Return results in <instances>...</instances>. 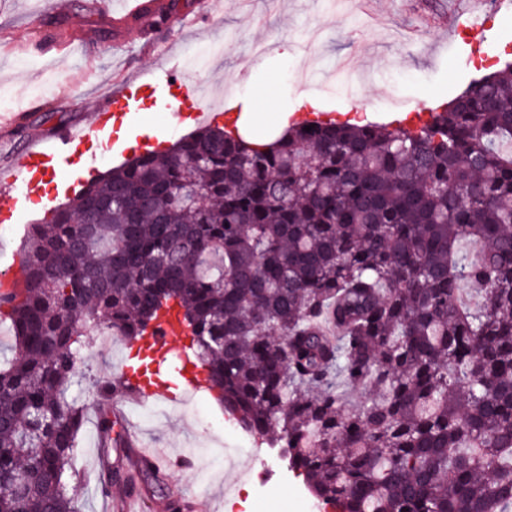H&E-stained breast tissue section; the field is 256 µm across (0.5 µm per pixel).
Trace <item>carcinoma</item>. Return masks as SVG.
<instances>
[{"mask_svg":"<svg viewBox=\"0 0 512 512\" xmlns=\"http://www.w3.org/2000/svg\"><path fill=\"white\" fill-rule=\"evenodd\" d=\"M305 126L207 124L30 225L0 512H80L87 336L169 303L224 410L335 512H512V64L419 125Z\"/></svg>","mask_w":512,"mask_h":512,"instance_id":"carcinoma-1","label":"carcinoma"}]
</instances>
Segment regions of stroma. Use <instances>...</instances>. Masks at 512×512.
Here are the masks:
<instances>
[{
    "label": "stroma",
    "instance_id": "35a3bbf8",
    "mask_svg": "<svg viewBox=\"0 0 512 512\" xmlns=\"http://www.w3.org/2000/svg\"><path fill=\"white\" fill-rule=\"evenodd\" d=\"M57 11L53 0H0V167L28 141L91 120L98 98L122 80L161 67L180 77L211 85L216 96L245 98L252 87L265 91L262 106L289 117L305 113L310 101L333 116L354 115L374 122L406 118L460 94L471 79L512 63V11L484 18L463 17L454 32L439 24L435 0H223L209 15L205 0H178L167 23L153 12L124 15V0H107L95 10L90 0H68ZM318 30V45L306 43ZM220 55H207L214 41ZM351 64L349 76L333 73L336 61ZM160 100L146 94L147 125L129 133L120 149L91 142L73 169L84 180L101 178L125 159L141 154L143 137L166 149L194 130L193 121L176 122L160 112ZM50 206L22 208L14 224L0 226V285L21 287L25 228L43 222L51 205L66 202L49 184ZM125 342L111 347L89 342L71 394L92 404L94 389L133 366L137 375L159 386L179 380L173 362L128 359ZM197 409L165 398L143 406L127 403L123 426L147 448L174 460L190 456L191 469H173L168 491L196 500L198 512H288L295 492H307L304 477L291 475L286 487L273 486L259 501L251 486L224 493L226 480L260 469L267 456L262 439L239 431L206 441L198 411L223 420L225 411L210 393L197 397Z\"/></svg>",
    "mask_w": 512,
    "mask_h": 512
}]
</instances>
